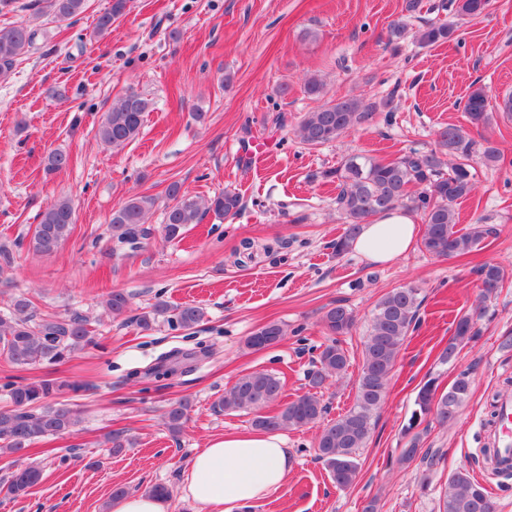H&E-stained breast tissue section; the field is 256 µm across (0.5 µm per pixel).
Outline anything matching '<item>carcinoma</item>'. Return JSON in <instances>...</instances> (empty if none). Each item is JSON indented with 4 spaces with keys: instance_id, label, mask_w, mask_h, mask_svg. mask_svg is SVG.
<instances>
[{
    "instance_id": "cac0c4a2",
    "label": "carcinoma",
    "mask_w": 512,
    "mask_h": 512,
    "mask_svg": "<svg viewBox=\"0 0 512 512\" xmlns=\"http://www.w3.org/2000/svg\"><path fill=\"white\" fill-rule=\"evenodd\" d=\"M128 3L129 0H112L110 8L97 16L92 36L106 35L112 23L126 14ZM488 3L489 0H458L456 8L464 17H477L486 10ZM34 6L53 21L62 23L83 14L87 0H34ZM34 36L35 31L23 23L0 30L1 80L8 78L17 57L32 46ZM150 108L149 99L134 92L127 94L102 116L99 139L114 148L132 142L139 136ZM465 110L473 126L489 124V99L483 88L469 93ZM374 112L375 108L358 98H339L305 113L296 136L308 146L330 143L348 129L371 121ZM439 142L448 154L463 159L451 165L448 172L444 171L441 153L413 150L390 160L355 153L347 156L338 167L321 173V178L336 183V205L346 216L344 232L334 243L336 254L352 250L362 225L397 207L420 214L424 224L421 248L436 258L465 254L496 233L494 227L486 224L456 228L453 204L469 196L474 188L465 160L474 152L475 141L465 130L448 125L439 132ZM68 165L69 156L62 152L54 151L46 157L45 168L50 173ZM167 197L162 232L168 240L182 236L187 225L199 223L206 213L226 218L236 215L241 208L240 196L235 192L226 190L199 201L183 192L177 182L169 185ZM155 203V198L148 195L131 196L121 202L113 209L109 220L112 240L124 244L150 235V229L142 224ZM73 224L74 209L69 200L51 204L35 225L30 247L41 255L55 253L70 235ZM480 276L484 296L489 297L499 288L503 270L488 265L481 269ZM418 295L419 289L407 286L388 292L377 301L363 341L361 365L354 381V402L344 414L328 421L317 436V457L340 488L351 486L357 478V451L365 447L370 437L374 415L385 401L401 348L418 321ZM129 303V295L122 290L112 291L107 299V307L115 316L126 313ZM204 319L205 312L198 306L174 308L173 321L183 328L190 329ZM322 324L333 339L324 346L319 354V365L308 375L310 391L283 403L281 379L266 371H252L236 380L219 400L218 408L224 412L253 411L252 427L261 432L297 429L321 419L325 405L319 390L346 375L350 360L338 337L351 333L356 316L351 309L339 304L324 312ZM477 335L473 319L466 314L461 316L439 361L453 362L460 348L475 340ZM283 336V326L270 323L249 336L246 346L259 351L268 344H276ZM94 343L88 321L77 311L39 319L33 302L19 296L13 300L10 314L0 316V354L17 367L56 366ZM473 383L471 373L462 371L445 389L439 388L434 377L420 386L415 409L403 428L405 446L400 449L398 464L418 459L427 471L437 470L441 455L422 451L419 426L427 416L441 425L454 421L460 407L470 397ZM66 388L79 391L74 384L47 378L9 385V408L0 410L1 457L19 456L41 440L73 431L78 423L76 411L66 404L51 402ZM188 408L189 402L184 399L168 407L165 420L171 433L180 432ZM41 478L39 467L15 464L12 471L0 477V494L13 499L23 497ZM437 509L438 512H496V505L488 488L462 469L453 473L441 489Z\"/></svg>"
}]
</instances>
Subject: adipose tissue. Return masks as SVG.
<instances>
[{"instance_id": "ef3b65f1", "label": "adipose tissue", "mask_w": 512, "mask_h": 512, "mask_svg": "<svg viewBox=\"0 0 512 512\" xmlns=\"http://www.w3.org/2000/svg\"><path fill=\"white\" fill-rule=\"evenodd\" d=\"M419 232L414 216L396 209L363 225L353 248L369 261L391 263L411 248ZM291 468L283 436L228 432L195 454L184 474V497L201 512H243L283 488Z\"/></svg>"}]
</instances>
